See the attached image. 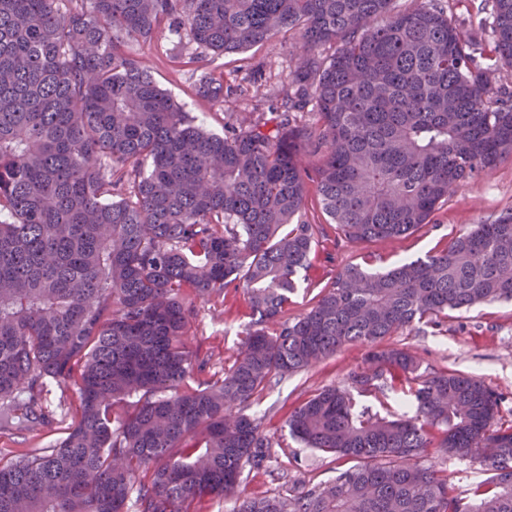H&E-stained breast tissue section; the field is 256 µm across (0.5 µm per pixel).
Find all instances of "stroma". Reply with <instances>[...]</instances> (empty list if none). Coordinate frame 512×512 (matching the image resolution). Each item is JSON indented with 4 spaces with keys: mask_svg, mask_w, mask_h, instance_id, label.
Here are the masks:
<instances>
[{
    "mask_svg": "<svg viewBox=\"0 0 512 512\" xmlns=\"http://www.w3.org/2000/svg\"><path fill=\"white\" fill-rule=\"evenodd\" d=\"M130 52L151 71L157 84L191 115L205 119L215 133L224 131L228 112H260L265 101L281 100L288 87L289 65L298 51L292 35H278L271 43L234 55H214L195 48L186 37L162 33L152 40L133 42ZM223 76L226 102L202 100L196 93L201 74ZM512 211V156L504 157L488 175L459 186L447 202L415 233L367 245L346 244L334 231L317 236L311 266L299 274L300 286L288 304L289 316L307 308L321 289L326 266L337 268L360 262L364 254L375 257L374 268L426 255L443 247L471 225L489 222ZM187 340L205 361L192 380L199 383L221 377L237 355L251 322L248 297L230 289L208 300H195ZM388 345L410 349L423 366L438 371L458 369L482 376L505 398L512 409V303H491L468 311H454L440 328H409L388 338ZM367 349L346 346L315 367L286 378L249 414L262 416L273 442L272 455L262 467L245 468L241 488L249 497L287 493L295 486L333 479L339 465L333 458L302 447L288 435L289 411L317 388L342 382L347 372L362 365ZM47 420L22 427L0 429V459L50 453L77 420L78 390L75 382L51 384L43 400Z\"/></svg>",
    "mask_w": 512,
    "mask_h": 512,
    "instance_id": "1",
    "label": "stroma"
}]
</instances>
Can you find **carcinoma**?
I'll use <instances>...</instances> for the list:
<instances>
[{
  "mask_svg": "<svg viewBox=\"0 0 512 512\" xmlns=\"http://www.w3.org/2000/svg\"><path fill=\"white\" fill-rule=\"evenodd\" d=\"M489 2V25L465 36L435 0L398 14L391 0H0V428L45 416L47 385L79 371V418L55 449L0 461V512H189L208 497L232 512H512L500 395L381 346L512 302V213L384 272L366 255L285 317L324 231L299 220L309 185L340 239L369 244L414 233L512 154V91L481 64L512 69V0ZM164 29L217 55L298 32L287 102L208 130L126 50ZM198 92L225 101L217 77ZM227 288L252 321L224 375L194 388L185 296ZM353 343L363 365L286 419L349 467L242 495L243 468L273 447L244 408ZM397 391L398 416L365 404ZM433 448L487 478L458 492L423 464Z\"/></svg>",
  "mask_w": 512,
  "mask_h": 512,
  "instance_id": "1",
  "label": "carcinoma"
}]
</instances>
